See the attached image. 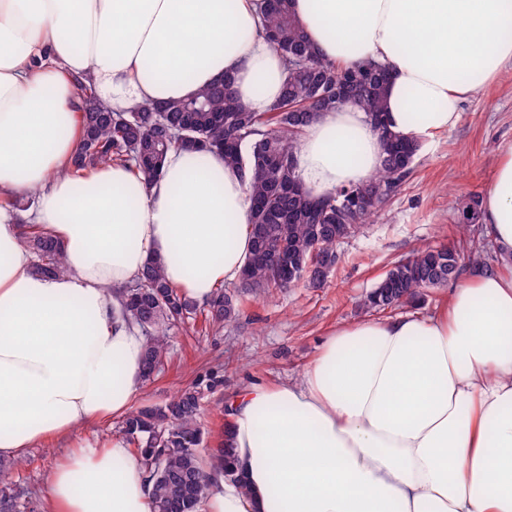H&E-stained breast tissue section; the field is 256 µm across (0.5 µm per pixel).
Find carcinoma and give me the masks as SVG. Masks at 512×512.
Instances as JSON below:
<instances>
[{
    "label": "carcinoma",
    "instance_id": "cac0c4a2",
    "mask_svg": "<svg viewBox=\"0 0 512 512\" xmlns=\"http://www.w3.org/2000/svg\"><path fill=\"white\" fill-rule=\"evenodd\" d=\"M260 25L285 63L280 98L267 111H251L224 75L189 97L128 112H109L86 79L76 80L82 108V136L68 171L86 175L103 164L120 162L145 181L160 177L167 154L177 149H208L242 172L252 209L253 254L233 290L222 286L198 303L171 286L161 265L149 262L140 275L109 293L123 315L146 338L143 378L151 379L167 362L169 330L196 321L210 326L237 320L247 294L308 284L322 285L338 263V245L357 232L412 171L419 145L391 133L386 124V66L367 62L342 67L321 57L298 21L293 0H266ZM353 105L366 112L386 142L381 170L366 182L313 198L296 175L294 155L305 127L317 113ZM22 244L34 256V270L55 275L67 271L62 247L51 235L22 219ZM481 223L479 197L462 211L464 235ZM463 270L456 247H427L395 263L362 307L385 310L418 300L422 291L448 285ZM200 389L182 388L167 402L132 411L122 422L126 440L137 446L138 461L151 483L152 512H195L209 490L200 453ZM233 448L223 436L211 458L224 464ZM11 466L0 462V512H20L26 490L10 480Z\"/></svg>",
    "mask_w": 512,
    "mask_h": 512
}]
</instances>
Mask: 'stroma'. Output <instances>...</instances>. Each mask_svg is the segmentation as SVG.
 Listing matches in <instances>:
<instances>
[{
	"label": "stroma",
	"instance_id": "obj_1",
	"mask_svg": "<svg viewBox=\"0 0 512 512\" xmlns=\"http://www.w3.org/2000/svg\"><path fill=\"white\" fill-rule=\"evenodd\" d=\"M453 129L421 147L406 182L339 248L341 259L319 288L303 286L275 297H250L239 318L221 328L171 332L170 358L145 383L137 405L168 400L178 389L200 384L208 445H215L225 418L215 410L241 387L300 379L336 326L366 318L358 306L385 272L424 246L485 244V235L459 234L460 211L482 194L492 176L496 150L512 142V62L460 106ZM121 419L82 428L75 439H56L29 449L13 481L28 488L26 512H46L50 473L74 448H102L119 441Z\"/></svg>",
	"mask_w": 512,
	"mask_h": 512
}]
</instances>
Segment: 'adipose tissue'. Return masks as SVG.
Listing matches in <instances>:
<instances>
[{
    "label": "adipose tissue",
    "instance_id": "obj_1",
    "mask_svg": "<svg viewBox=\"0 0 512 512\" xmlns=\"http://www.w3.org/2000/svg\"><path fill=\"white\" fill-rule=\"evenodd\" d=\"M327 60L389 68L387 124L428 144L512 60V0H294ZM260 0H0V199L35 194L34 224L67 270L42 275L0 206V456L127 415L144 338L111 289L160 261L205 302L251 256L236 167L168 153L153 182L118 165L67 174L79 141L77 78L123 112L190 96L225 73L252 111L285 67ZM380 134L355 106L320 112L296 151L311 196L382 167ZM502 262L424 316L337 327L301 380L252 385L229 403L233 475L211 471L196 512H512V145L481 195ZM125 445L80 448L48 479L52 512H151Z\"/></svg>",
    "mask_w": 512,
    "mask_h": 512
}]
</instances>
